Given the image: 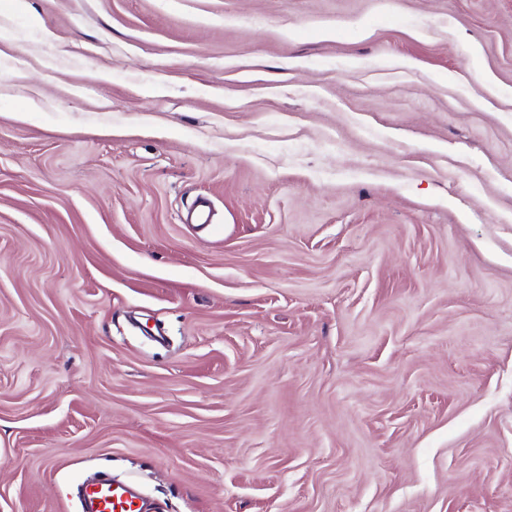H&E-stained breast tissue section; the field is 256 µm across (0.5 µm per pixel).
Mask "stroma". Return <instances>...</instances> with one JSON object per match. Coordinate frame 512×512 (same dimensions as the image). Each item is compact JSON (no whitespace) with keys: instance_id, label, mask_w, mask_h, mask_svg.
<instances>
[{"instance_id":"35a3bbf8","label":"stroma","mask_w":512,"mask_h":512,"mask_svg":"<svg viewBox=\"0 0 512 512\" xmlns=\"http://www.w3.org/2000/svg\"><path fill=\"white\" fill-rule=\"evenodd\" d=\"M92 475L512 512V0H0V512Z\"/></svg>"}]
</instances>
